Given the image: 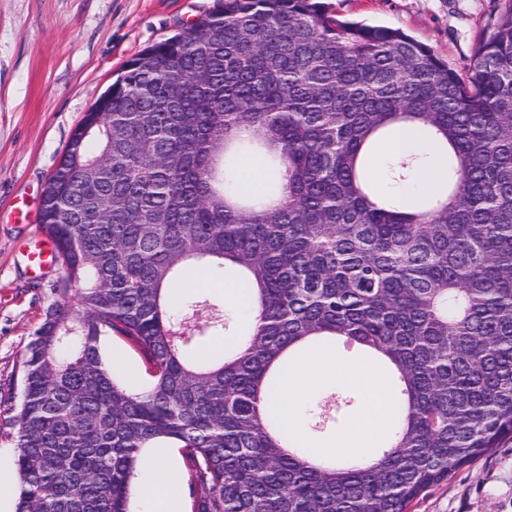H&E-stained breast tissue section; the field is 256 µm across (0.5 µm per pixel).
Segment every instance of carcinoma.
Listing matches in <instances>:
<instances>
[{
	"label": "carcinoma",
	"mask_w": 512,
	"mask_h": 512,
	"mask_svg": "<svg viewBox=\"0 0 512 512\" xmlns=\"http://www.w3.org/2000/svg\"><path fill=\"white\" fill-rule=\"evenodd\" d=\"M449 150L441 193L402 210L363 159L397 125ZM272 174L244 180V159ZM424 161L388 156L401 183ZM41 230L62 274L13 418L15 512H131L147 448L172 444L191 512H408L512 438V0L466 78L398 28L319 0H224L129 60L72 131ZM233 265L255 323L219 355L168 292ZM116 336L149 377L106 367ZM388 360L395 423L374 463H313L264 413L293 347ZM102 348L105 357L112 355V359L108 360V364L112 366V370L119 369L122 365L120 357L112 354L113 352H117L122 356L124 363L129 370V374L114 372V376L116 378L123 382L127 387L131 385L135 387L145 386L148 377L145 373L142 360L134 349L127 346L122 340L115 336L106 337L103 340Z\"/></svg>",
	"instance_id": "cac0c4a2"
}]
</instances>
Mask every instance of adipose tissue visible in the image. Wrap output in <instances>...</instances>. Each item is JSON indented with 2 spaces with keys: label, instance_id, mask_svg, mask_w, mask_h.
I'll use <instances>...</instances> for the list:
<instances>
[{
  "label": "adipose tissue",
  "instance_id": "1",
  "mask_svg": "<svg viewBox=\"0 0 512 512\" xmlns=\"http://www.w3.org/2000/svg\"><path fill=\"white\" fill-rule=\"evenodd\" d=\"M330 382L355 389L362 398V407L340 437L312 445L310 458L349 454L363 462L373 461L372 449L390 427L392 402L383 374L368 359L339 363L321 348L285 364L276 394L279 418L290 434L304 438V406L311 393ZM180 481L177 467L155 453H145L134 480L143 494L142 512H179Z\"/></svg>",
  "mask_w": 512,
  "mask_h": 512
}]
</instances>
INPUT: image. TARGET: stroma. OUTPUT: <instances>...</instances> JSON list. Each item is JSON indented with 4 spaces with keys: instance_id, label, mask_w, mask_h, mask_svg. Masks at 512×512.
<instances>
[{
    "instance_id": "1",
    "label": "stroma",
    "mask_w": 512,
    "mask_h": 512,
    "mask_svg": "<svg viewBox=\"0 0 512 512\" xmlns=\"http://www.w3.org/2000/svg\"><path fill=\"white\" fill-rule=\"evenodd\" d=\"M329 14L401 29L466 73L499 0H321ZM222 0H0V457L13 472L12 424L28 343L57 268L32 271L40 196L83 114L144 48ZM411 512H512V440L457 470Z\"/></svg>"
}]
</instances>
